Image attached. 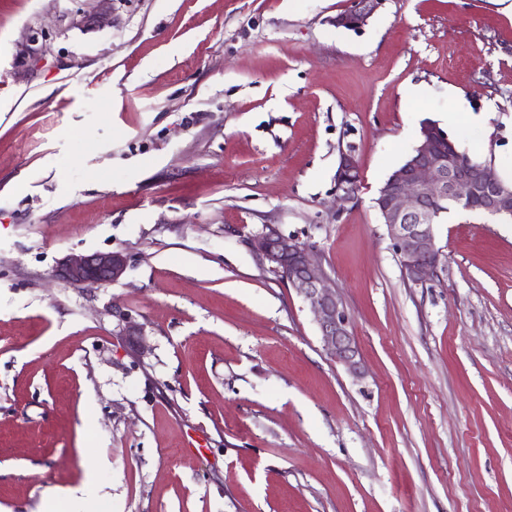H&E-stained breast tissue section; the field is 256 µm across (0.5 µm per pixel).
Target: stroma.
<instances>
[{
	"mask_svg": "<svg viewBox=\"0 0 512 512\" xmlns=\"http://www.w3.org/2000/svg\"><path fill=\"white\" fill-rule=\"evenodd\" d=\"M349 5L0 0V512L89 477L101 512H512V223L451 211L421 286L373 203L426 118L512 184V18L329 25ZM268 228L313 248L361 376L252 253ZM96 251L119 282L59 279ZM361 172L352 153H342L336 171V198L343 204L356 203L361 186ZM127 267L128 259L120 252H94L63 258L58 275L77 286H104L118 282Z\"/></svg>",
	"mask_w": 512,
	"mask_h": 512,
	"instance_id": "stroma-1",
	"label": "stroma"
}]
</instances>
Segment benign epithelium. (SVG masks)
Listing matches in <instances>:
<instances>
[{
  "label": "benign epithelium",
  "instance_id": "7a95c632",
  "mask_svg": "<svg viewBox=\"0 0 512 512\" xmlns=\"http://www.w3.org/2000/svg\"><path fill=\"white\" fill-rule=\"evenodd\" d=\"M381 0H351V6L329 19L336 28L359 30ZM361 172L352 153L340 156L336 198L358 201ZM465 202L483 214L512 218V185L504 183L490 161H476L460 151L438 123L426 119L419 144L379 188L374 208L386 225L402 271L414 284L432 280L441 250L434 233L441 202ZM250 249L268 270L284 277L310 305L327 353L353 375L362 374L360 353L341 296L313 258L312 250L294 238L261 231L248 238ZM128 267L120 252L65 257L59 277L77 286H104L119 281Z\"/></svg>",
  "mask_w": 512,
  "mask_h": 512
}]
</instances>
